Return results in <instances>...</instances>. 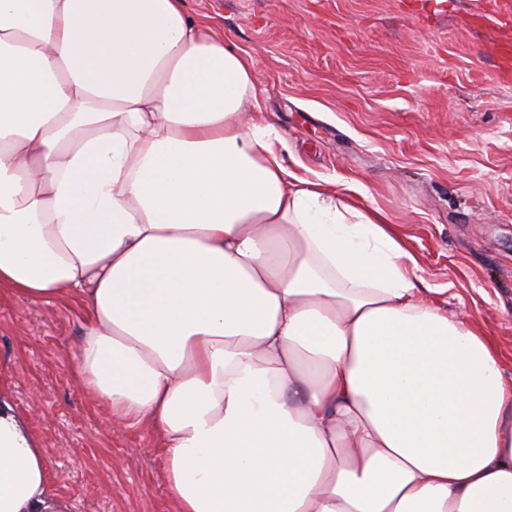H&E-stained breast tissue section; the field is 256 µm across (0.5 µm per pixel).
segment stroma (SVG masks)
Here are the masks:
<instances>
[{"label":"stroma","mask_w":512,"mask_h":512,"mask_svg":"<svg viewBox=\"0 0 512 512\" xmlns=\"http://www.w3.org/2000/svg\"><path fill=\"white\" fill-rule=\"evenodd\" d=\"M254 62L288 167L379 208L429 299L463 314L512 373V0H186ZM78 300L0 288V380L72 512H175L153 429L76 381Z\"/></svg>","instance_id":"1"}]
</instances>
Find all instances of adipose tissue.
<instances>
[{
    "label": "adipose tissue",
    "mask_w": 512,
    "mask_h": 512,
    "mask_svg": "<svg viewBox=\"0 0 512 512\" xmlns=\"http://www.w3.org/2000/svg\"><path fill=\"white\" fill-rule=\"evenodd\" d=\"M258 102L184 0H0V287L83 302L76 380L177 512H512L497 343ZM0 512H70L2 390Z\"/></svg>",
    "instance_id": "1"
}]
</instances>
